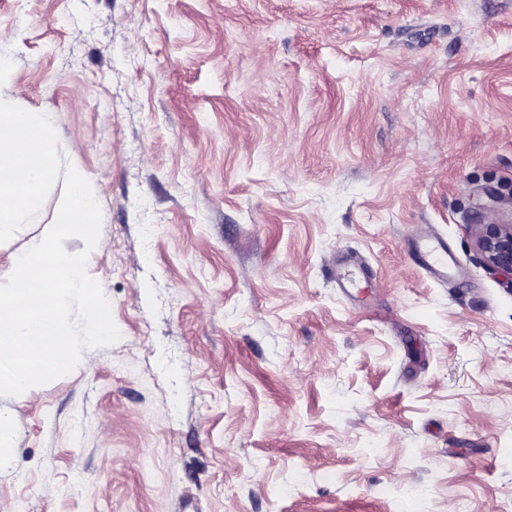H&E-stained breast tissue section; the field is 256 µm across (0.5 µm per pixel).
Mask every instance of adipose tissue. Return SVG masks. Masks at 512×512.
Here are the masks:
<instances>
[{
	"mask_svg": "<svg viewBox=\"0 0 512 512\" xmlns=\"http://www.w3.org/2000/svg\"><path fill=\"white\" fill-rule=\"evenodd\" d=\"M58 130L51 113L0 96V241L37 214L56 169Z\"/></svg>",
	"mask_w": 512,
	"mask_h": 512,
	"instance_id": "obj_1",
	"label": "adipose tissue"
}]
</instances>
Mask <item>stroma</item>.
<instances>
[{"mask_svg":"<svg viewBox=\"0 0 512 512\" xmlns=\"http://www.w3.org/2000/svg\"><path fill=\"white\" fill-rule=\"evenodd\" d=\"M0 30L121 333L0 395V512H512V276L475 247L512 224V0H0ZM418 262L425 270L445 276L448 271V252L438 241L427 240L420 244ZM18 427L17 421L0 412V460L13 453Z\"/></svg>","mask_w":512,"mask_h":512,"instance_id":"35a3bbf8","label":"stroma"}]
</instances>
